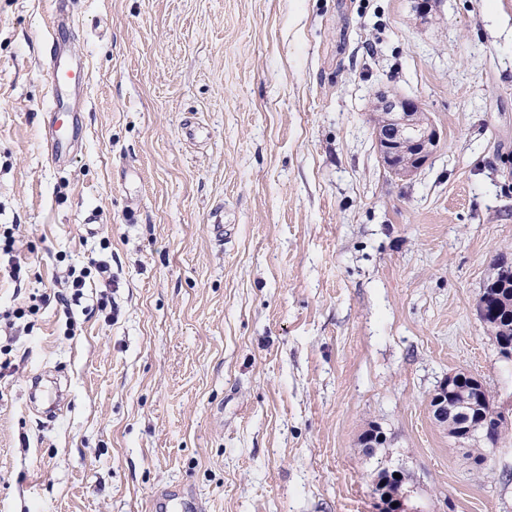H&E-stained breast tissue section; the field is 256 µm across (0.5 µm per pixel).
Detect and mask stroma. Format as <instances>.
Returning a JSON list of instances; mask_svg holds the SVG:
<instances>
[{
	"instance_id": "obj_1",
	"label": "stroma",
	"mask_w": 512,
	"mask_h": 512,
	"mask_svg": "<svg viewBox=\"0 0 512 512\" xmlns=\"http://www.w3.org/2000/svg\"><path fill=\"white\" fill-rule=\"evenodd\" d=\"M55 39L88 72L57 165ZM382 90L440 134L407 181L378 162ZM1 224L23 269L0 313L24 314L0 512H148L177 486L201 512H379L383 468L421 512H512V435L480 469L429 411L463 371L512 418L476 308L512 261V0L428 22L410 0H0ZM71 121L68 123V128L64 134L54 137L48 143V157L52 162L58 161L68 150L72 140L78 134V127L75 123L74 116H70Z\"/></svg>"
}]
</instances>
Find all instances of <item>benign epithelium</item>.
I'll return each instance as SVG.
<instances>
[{
  "instance_id": "obj_1",
  "label": "benign epithelium",
  "mask_w": 512,
  "mask_h": 512,
  "mask_svg": "<svg viewBox=\"0 0 512 512\" xmlns=\"http://www.w3.org/2000/svg\"><path fill=\"white\" fill-rule=\"evenodd\" d=\"M380 118L374 120V137L377 153L382 165L390 174L400 179H410L433 155L438 143L439 132L431 118L420 104L409 97L382 91L378 95ZM464 372L448 375L432 395L430 410L437 425L446 429L448 423L455 424L454 437L464 445L482 436L479 423L472 420L474 412L483 404L482 392L485 385L476 376H469L475 396L461 402H450L456 386ZM363 452L372 454L383 445L379 427L373 426L360 437ZM410 493L398 488L392 499L380 500L382 512H414L407 503ZM397 506H392V503Z\"/></svg>"
}]
</instances>
